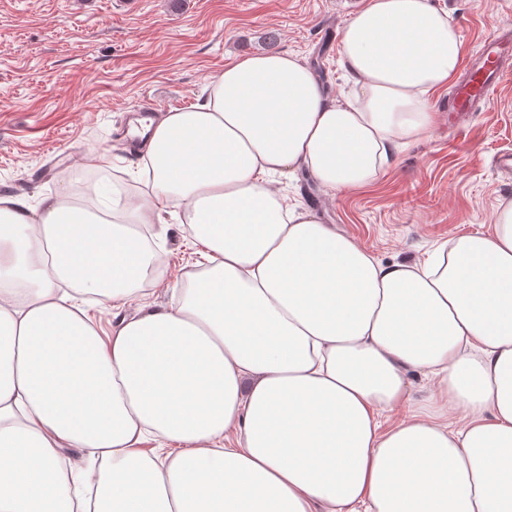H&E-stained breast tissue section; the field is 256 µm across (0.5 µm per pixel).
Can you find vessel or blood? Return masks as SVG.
<instances>
[{
  "label": "vessel or blood",
  "mask_w": 512,
  "mask_h": 512,
  "mask_svg": "<svg viewBox=\"0 0 512 512\" xmlns=\"http://www.w3.org/2000/svg\"><path fill=\"white\" fill-rule=\"evenodd\" d=\"M473 77L464 79L453 94L452 111H473L476 103L488 99L503 75L512 72V27L504 26L487 37L475 54Z\"/></svg>",
  "instance_id": "1"
}]
</instances>
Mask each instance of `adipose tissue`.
Listing matches in <instances>:
<instances>
[{
	"mask_svg": "<svg viewBox=\"0 0 512 512\" xmlns=\"http://www.w3.org/2000/svg\"><path fill=\"white\" fill-rule=\"evenodd\" d=\"M461 61L446 10L368 0L340 36L352 96L245 56L144 125L139 201L0 198V512H512V201L388 264L269 180L374 181ZM168 213L201 269L148 303ZM88 296L139 307L105 333ZM413 372L437 396L382 429Z\"/></svg>",
	"mask_w": 512,
	"mask_h": 512,
	"instance_id": "obj_1",
	"label": "adipose tissue"
}]
</instances>
